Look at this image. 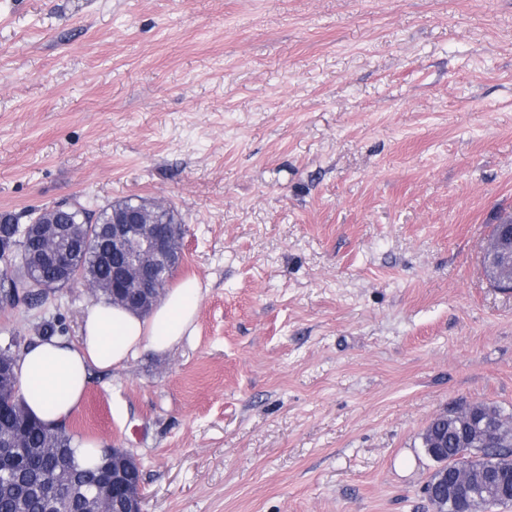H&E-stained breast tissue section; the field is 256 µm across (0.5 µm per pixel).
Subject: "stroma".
<instances>
[{"label": "stroma", "instance_id": "stroma-1", "mask_svg": "<svg viewBox=\"0 0 512 512\" xmlns=\"http://www.w3.org/2000/svg\"><path fill=\"white\" fill-rule=\"evenodd\" d=\"M135 196L196 334L92 369L66 428L137 456L144 512H433L431 419L512 415V0H0V217Z\"/></svg>", "mask_w": 512, "mask_h": 512}]
</instances>
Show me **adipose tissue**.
<instances>
[{
  "mask_svg": "<svg viewBox=\"0 0 512 512\" xmlns=\"http://www.w3.org/2000/svg\"><path fill=\"white\" fill-rule=\"evenodd\" d=\"M201 296L200 283L186 279L146 313L102 301L88 307L77 340L53 337L25 348L16 370L28 412L60 426L80 405L92 368L122 367L144 350L165 353L192 335Z\"/></svg>",
  "mask_w": 512,
  "mask_h": 512,
  "instance_id": "obj_1",
  "label": "adipose tissue"
}]
</instances>
